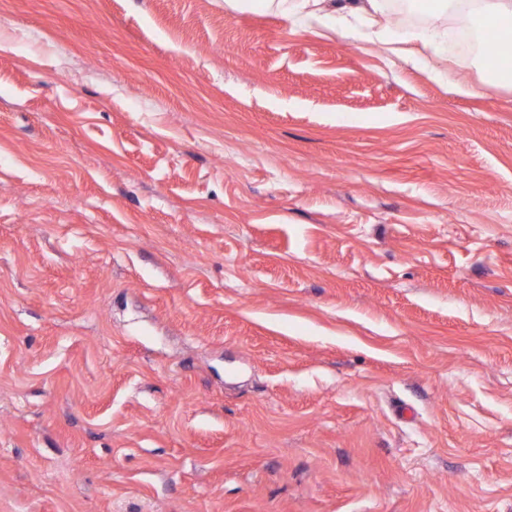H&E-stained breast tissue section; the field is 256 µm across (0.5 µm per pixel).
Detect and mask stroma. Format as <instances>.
Instances as JSON below:
<instances>
[{
    "label": "stroma",
    "mask_w": 512,
    "mask_h": 512,
    "mask_svg": "<svg viewBox=\"0 0 512 512\" xmlns=\"http://www.w3.org/2000/svg\"><path fill=\"white\" fill-rule=\"evenodd\" d=\"M260 0H0V512H512V79Z\"/></svg>",
    "instance_id": "35a3bbf8"
}]
</instances>
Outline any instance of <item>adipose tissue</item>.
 <instances>
[{
	"label": "adipose tissue",
	"mask_w": 512,
	"mask_h": 512,
	"mask_svg": "<svg viewBox=\"0 0 512 512\" xmlns=\"http://www.w3.org/2000/svg\"><path fill=\"white\" fill-rule=\"evenodd\" d=\"M455 13L480 28L496 30L512 25V0H448ZM267 7L280 10L295 26L311 23L347 32L383 36L381 18L386 0H346L332 9L327 0H265Z\"/></svg>",
	"instance_id": "ef3b65f1"
}]
</instances>
